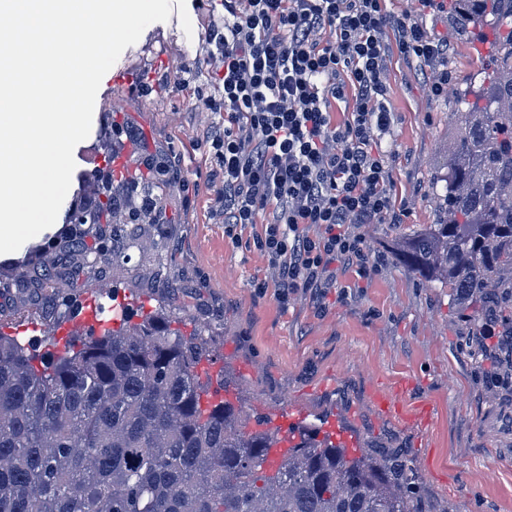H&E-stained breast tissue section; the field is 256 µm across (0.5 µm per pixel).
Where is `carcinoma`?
<instances>
[{
    "label": "carcinoma",
    "instance_id": "obj_1",
    "mask_svg": "<svg viewBox=\"0 0 512 512\" xmlns=\"http://www.w3.org/2000/svg\"><path fill=\"white\" fill-rule=\"evenodd\" d=\"M450 24L499 39L457 96L455 125L434 167L436 213L391 245V258L451 299L490 288L512 296V0H452ZM102 190L95 209L70 208L67 248L144 224L162 233L169 181L136 168ZM125 192L123 215L113 193ZM53 294L66 278L38 263ZM208 340L145 318L131 330L80 336L63 354L0 334V512H421L409 462L349 450L297 425L275 469L272 434L244 431L237 406L211 404L198 367Z\"/></svg>",
    "mask_w": 512,
    "mask_h": 512
}]
</instances>
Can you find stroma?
Listing matches in <instances>:
<instances>
[{
    "label": "stroma",
    "instance_id": "stroma-1",
    "mask_svg": "<svg viewBox=\"0 0 512 512\" xmlns=\"http://www.w3.org/2000/svg\"><path fill=\"white\" fill-rule=\"evenodd\" d=\"M210 5L172 0L169 20L150 24L125 49L101 82L89 136L74 150V199L88 183L104 181L111 155L128 150L157 158L174 176L164 201L166 271L154 274L155 251L143 236L121 266L88 269L65 302L24 289L0 314V332L50 342V328L75 316L84 296L102 303L106 285L137 284L133 323L162 310L183 335L204 330L250 415L289 409L344 422L369 454L412 463L423 512H512V343L483 338L470 347L467 333L495 319L490 300L456 305L447 289L389 259L411 225L433 221L432 171L454 99L426 96L416 75L393 59L392 176L407 213L399 224L359 226L372 255L384 259L371 278L350 272L338 287L300 288L280 301L267 257L248 245L257 226L235 242L212 215L219 177L200 138L219 117L193 103L197 94H217L219 82L200 67L187 82L177 73L207 45ZM452 42L453 87L486 61L492 38ZM130 74L141 85H113V76ZM384 391L396 395L399 411L380 408Z\"/></svg>",
    "mask_w": 512,
    "mask_h": 512
}]
</instances>
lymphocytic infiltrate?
<instances>
[{"label":"lymphocytic infiltrate","mask_w":512,"mask_h":512,"mask_svg":"<svg viewBox=\"0 0 512 512\" xmlns=\"http://www.w3.org/2000/svg\"><path fill=\"white\" fill-rule=\"evenodd\" d=\"M196 64L221 82L198 106L224 121L206 135L222 175L215 215L229 237L261 225L253 244L280 300L332 288L377 265L360 224H398L389 103L394 55L415 61L428 97L448 84V37L386 0H218ZM195 64V65H196ZM343 122H336V110Z\"/></svg>","instance_id":"1"}]
</instances>
